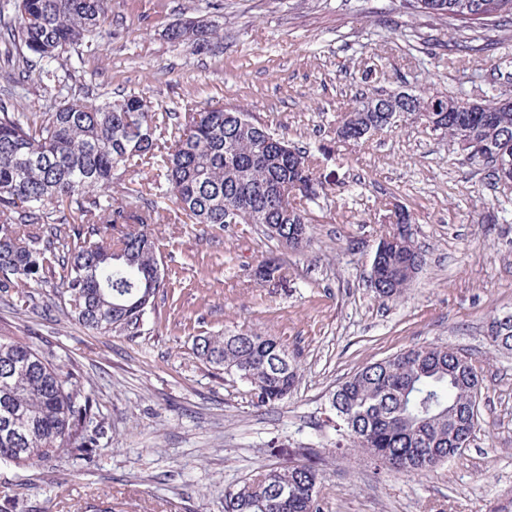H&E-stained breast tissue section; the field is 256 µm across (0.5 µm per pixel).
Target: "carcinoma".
<instances>
[{"instance_id": "cac0c4a2", "label": "carcinoma", "mask_w": 512, "mask_h": 512, "mask_svg": "<svg viewBox=\"0 0 512 512\" xmlns=\"http://www.w3.org/2000/svg\"><path fill=\"white\" fill-rule=\"evenodd\" d=\"M110 2L0 0V53L12 64L0 78L23 86L34 57L43 62L45 78L63 83L53 63L66 46L99 33ZM405 5L462 28L512 24V0ZM166 37L199 53L222 45L218 26L200 20L175 23ZM417 101L418 110L439 106L428 116L432 130L453 139L468 130L484 146L480 163L500 182L498 159L512 164V95L470 102L424 93ZM166 119L138 93L103 101L71 93L55 109L31 115L0 98V292L28 282L58 285L67 314L79 324L105 333L137 326L162 286L147 227L163 215L151 202L127 211L103 197L114 168L134 158H161L170 196L195 223L260 224L274 230L270 238L281 246H307V211L281 194L287 187L309 201L319 194L307 153L283 151L284 138L236 108L187 112L160 144L156 131ZM64 199L78 205L95 239L66 217H53ZM47 234L72 240L74 248L52 249L44 244ZM381 264L382 278L370 287L382 298L402 297L411 279L401 273V256L384 255ZM497 321L495 316L488 324L492 345L512 350V324L500 329ZM193 350L246 383L257 408L288 399L299 377L288 347L259 332L202 336ZM482 383L468 356L443 345L414 346L367 364L331 393V446L379 465L395 462L399 474L424 476L462 450L459 436L474 435ZM100 434L102 422L82 383L55 364L51 351L0 337V465H38L66 449L85 456ZM302 457L288 469L268 466L224 491V512H323V451L305 448Z\"/></svg>"}]
</instances>
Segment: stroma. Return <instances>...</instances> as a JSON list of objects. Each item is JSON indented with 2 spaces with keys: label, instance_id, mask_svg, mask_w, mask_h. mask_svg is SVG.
I'll return each instance as SVG.
<instances>
[{
  "label": "stroma",
  "instance_id": "stroma-1",
  "mask_svg": "<svg viewBox=\"0 0 512 512\" xmlns=\"http://www.w3.org/2000/svg\"><path fill=\"white\" fill-rule=\"evenodd\" d=\"M207 19L222 48L167 40ZM107 32L65 48L73 93L135 92L155 110L219 104L306 150L323 195L306 202L312 241L283 253L257 224L193 223L165 196L162 168L112 173L113 206L156 201L164 286L139 327L111 335L68 318L52 287L0 293V336L51 349L78 375L105 434L92 463L61 453L0 465V512H224V492L264 466L300 462L335 438L329 396L368 363L412 346L448 345L483 378L479 428L424 477L327 454L324 512H496L512 500V351L492 346L490 317L512 313V190L491 185L456 141L403 119L362 143L338 140L356 91H425L472 102L512 94V31L458 28L401 0H112ZM476 40L482 51L456 49ZM408 211L425 256L404 297H376L372 260L395 210ZM279 257L273 279L253 271ZM257 331L300 364L287 402L252 406L248 387L194 354L198 336Z\"/></svg>",
  "mask_w": 512,
  "mask_h": 512
}]
</instances>
